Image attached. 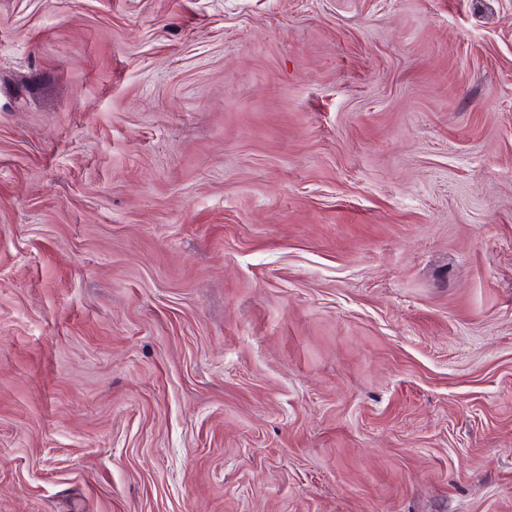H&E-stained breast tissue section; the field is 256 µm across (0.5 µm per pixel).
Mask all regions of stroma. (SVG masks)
<instances>
[{"label":"stroma","mask_w":512,"mask_h":512,"mask_svg":"<svg viewBox=\"0 0 512 512\" xmlns=\"http://www.w3.org/2000/svg\"><path fill=\"white\" fill-rule=\"evenodd\" d=\"M0 512H512V0H0Z\"/></svg>","instance_id":"stroma-1"}]
</instances>
